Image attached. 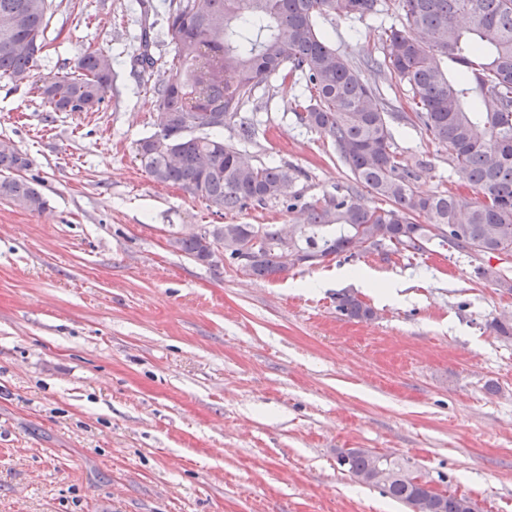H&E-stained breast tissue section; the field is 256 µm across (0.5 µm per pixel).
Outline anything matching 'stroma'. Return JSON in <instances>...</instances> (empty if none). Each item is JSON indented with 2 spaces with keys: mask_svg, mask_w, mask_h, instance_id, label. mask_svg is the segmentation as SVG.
Masks as SVG:
<instances>
[{
  "mask_svg": "<svg viewBox=\"0 0 512 512\" xmlns=\"http://www.w3.org/2000/svg\"><path fill=\"white\" fill-rule=\"evenodd\" d=\"M364 20L317 19L350 60L400 24L398 0ZM161 0H62L26 82L0 80V143L26 153L47 201L0 200V512H408L340 471L336 451L410 461L438 491L512 512V294L477 279V257L449 247L407 257L355 249L270 280L209 266L175 238L211 224H294L270 203L212 214L155 182L135 158L160 129L152 86L174 48L133 61ZM88 50L109 54L98 109L54 112L38 88ZM301 83L260 84L244 111L258 161L301 171L309 203L348 172L326 138L294 117ZM421 194L463 190L447 153L393 124ZM402 290L381 300L354 274ZM375 312L351 320L336 295Z\"/></svg>",
  "mask_w": 512,
  "mask_h": 512,
  "instance_id": "35a3bbf8",
  "label": "stroma"
}]
</instances>
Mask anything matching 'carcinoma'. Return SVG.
Segmentation results:
<instances>
[{
	"mask_svg": "<svg viewBox=\"0 0 512 512\" xmlns=\"http://www.w3.org/2000/svg\"><path fill=\"white\" fill-rule=\"evenodd\" d=\"M53 0H0V79L18 82L37 66ZM403 22L383 31L381 56L363 64L406 87L411 114L391 111L360 67L333 47L315 17L371 18L378 0H164L167 35L174 44L172 73L154 87L161 129L140 140L136 159L160 184L181 187L216 213H239L276 202L298 170L247 159L224 127L271 77L305 81L294 114L329 139L351 174V184L302 207L303 220L285 260L281 224H214L206 233L224 239V253L245 275L270 279L296 266L312 267L359 246L418 255L437 242L477 255L512 254V0H399ZM220 56L223 75L196 90L202 48ZM112 80V58L78 56L69 70L44 78L40 95L54 112H73L77 100L96 106ZM407 120L448 153L462 179L479 195L473 202L451 192L423 196L415 167L401 160L389 120ZM26 154L0 148V198L31 212L47 201L22 172ZM388 203L369 204L365 195ZM423 217L429 224H420ZM203 236L175 239L177 249L206 263ZM476 278L508 292L512 279L480 264ZM336 311L370 320L374 310L356 295L336 294ZM379 455L348 450L343 471L380 487L410 512H478L464 495L427 491L409 464L389 461L401 479L374 476Z\"/></svg>",
	"mask_w": 512,
	"mask_h": 512,
	"instance_id": "cac0c4a2",
	"label": "carcinoma"
}]
</instances>
